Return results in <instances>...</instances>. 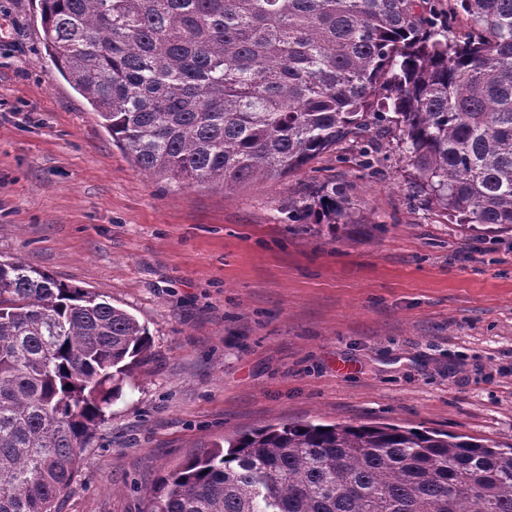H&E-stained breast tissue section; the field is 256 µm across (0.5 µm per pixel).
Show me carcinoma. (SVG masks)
Wrapping results in <instances>:
<instances>
[{"instance_id": "1", "label": "carcinoma", "mask_w": 512, "mask_h": 512, "mask_svg": "<svg viewBox=\"0 0 512 512\" xmlns=\"http://www.w3.org/2000/svg\"><path fill=\"white\" fill-rule=\"evenodd\" d=\"M40 0L45 46L112 143L168 186L280 180L391 112L416 187L512 228V0ZM299 212L335 227L318 186ZM151 350L127 311L0 261V512H62L80 453ZM151 512H512V443L395 424L283 423L171 472Z\"/></svg>"}]
</instances>
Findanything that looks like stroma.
<instances>
[{"label":"stroma","mask_w":512,"mask_h":512,"mask_svg":"<svg viewBox=\"0 0 512 512\" xmlns=\"http://www.w3.org/2000/svg\"><path fill=\"white\" fill-rule=\"evenodd\" d=\"M36 8L0 0V260L101 295L153 343L63 512H149L171 471L268 424L512 443V231L449 223L390 122L279 182H156L53 66ZM326 182L346 224L289 222Z\"/></svg>","instance_id":"stroma-1"}]
</instances>
